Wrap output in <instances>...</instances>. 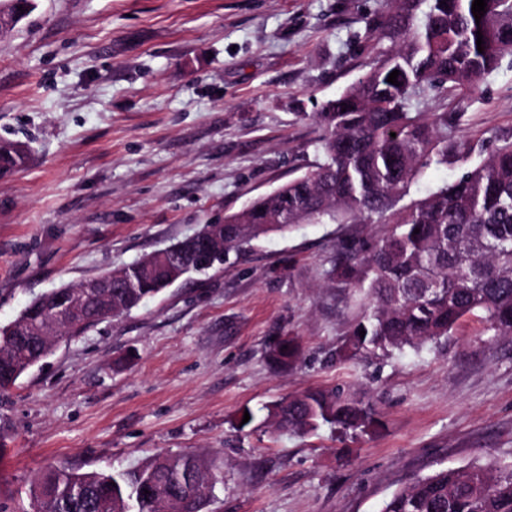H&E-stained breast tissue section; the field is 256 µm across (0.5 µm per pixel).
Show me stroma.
I'll return each mask as SVG.
<instances>
[{"instance_id":"obj_1","label":"stroma","mask_w":512,"mask_h":512,"mask_svg":"<svg viewBox=\"0 0 512 512\" xmlns=\"http://www.w3.org/2000/svg\"><path fill=\"white\" fill-rule=\"evenodd\" d=\"M382 0H35L0 36V325L37 295L196 234L306 172L313 118L364 71ZM451 137L512 138V55L449 101ZM381 224H304L60 342L0 392V512H35L45 470L224 462L209 512H380L443 467L512 463V337L465 317L420 351L352 360L357 316L327 270ZM294 337L300 356H268ZM344 388L377 411L342 436L276 428L268 407ZM251 413L242 423L243 413ZM27 159V148L19 142L0 138V176L20 168Z\"/></svg>"}]
</instances>
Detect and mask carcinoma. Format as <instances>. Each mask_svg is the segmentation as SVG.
<instances>
[{
	"label": "carcinoma",
	"instance_id": "carcinoma-1",
	"mask_svg": "<svg viewBox=\"0 0 512 512\" xmlns=\"http://www.w3.org/2000/svg\"><path fill=\"white\" fill-rule=\"evenodd\" d=\"M472 3L387 0L375 29L382 48L315 115L323 134L309 170L204 225V234L179 242L167 258L149 255L115 271L120 283L86 305L80 326L62 330L50 321L52 288L27 305L19 329L78 336L158 295L174 268L186 278L223 264L232 249L301 224L354 222L385 224L387 230L327 272L353 290L361 308L337 355L419 349L477 312L493 335L511 337L512 140L465 167L453 182L422 188L429 171L448 166V156L467 161L479 148L473 139L448 138V99L476 86L512 52V0H486L478 20ZM394 70L400 71L397 86L387 82ZM432 92L438 108L414 111L415 100ZM26 159L23 143L0 138V176ZM49 354L40 336L0 332V390L15 386ZM296 356L290 337L271 350L284 367ZM268 416L277 427L301 434L324 425L356 433L374 423L375 409L337 387L284 398L268 407ZM223 475L224 462L217 458L159 454L123 471L51 468L33 494L36 512H207ZM380 512H512V464L442 468L395 490Z\"/></svg>",
	"mask_w": 512,
	"mask_h": 512
}]
</instances>
